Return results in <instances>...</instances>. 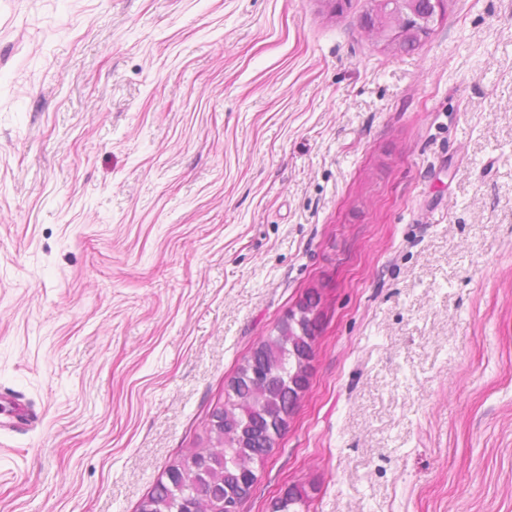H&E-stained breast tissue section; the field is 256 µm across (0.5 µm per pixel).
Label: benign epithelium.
Listing matches in <instances>:
<instances>
[{"label":"benign epithelium","mask_w":512,"mask_h":512,"mask_svg":"<svg viewBox=\"0 0 512 512\" xmlns=\"http://www.w3.org/2000/svg\"><path fill=\"white\" fill-rule=\"evenodd\" d=\"M446 8L447 0H368L362 24L366 31L380 34L388 45L397 49L408 38H426L431 26L442 19ZM320 302L318 291L307 292L281 320L277 334L267 341L271 349L270 368L278 367L285 353L293 363V371L288 375V409L280 413L277 428L270 434L272 447L277 445L287 430L288 421L308 388L307 373L318 336ZM244 375L251 376L253 402L259 412H264L269 375L249 365L245 366ZM209 430V441L206 442L208 448H222L229 439L233 440L237 448H246L250 443V431L246 425L227 429L224 420L214 418L209 424ZM203 476L205 472L195 466L184 472L183 494L177 512H207Z\"/></svg>","instance_id":"1"}]
</instances>
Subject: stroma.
Segmentation results:
<instances>
[{"mask_svg": "<svg viewBox=\"0 0 512 512\" xmlns=\"http://www.w3.org/2000/svg\"><path fill=\"white\" fill-rule=\"evenodd\" d=\"M0 0V512H135L321 295L241 512H512V0ZM391 2L393 8L383 10L385 3ZM447 0H368L363 14L364 29L373 31L385 39L396 50L408 38H426L431 26L438 23L445 14ZM412 39L405 41L402 49L416 47Z\"/></svg>", "mask_w": 512, "mask_h": 512, "instance_id": "35a3bbf8", "label": "stroma"}]
</instances>
